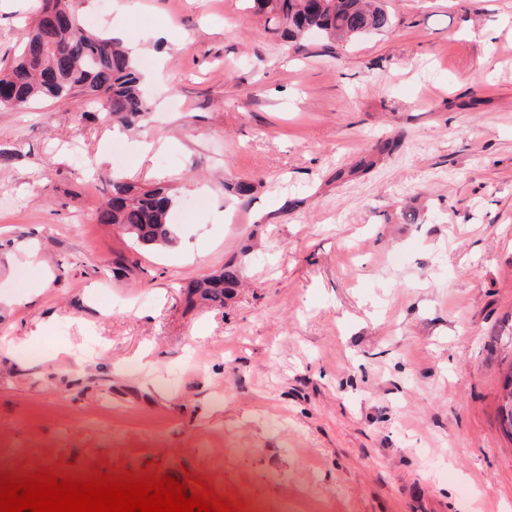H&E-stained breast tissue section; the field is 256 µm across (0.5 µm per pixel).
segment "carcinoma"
Instances as JSON below:
<instances>
[{
    "label": "carcinoma",
    "instance_id": "1",
    "mask_svg": "<svg viewBox=\"0 0 512 512\" xmlns=\"http://www.w3.org/2000/svg\"><path fill=\"white\" fill-rule=\"evenodd\" d=\"M76 0H42L38 17L23 32L17 55L0 69V108L38 101H69L92 108L105 120L133 126L144 120L149 103L142 74L130 48L92 31L78 17ZM251 9L267 15L274 35L298 39L316 32L333 50L370 32H385L392 18L381 0H250ZM110 198L97 208L99 224L125 228L139 245L173 246L177 234L169 222L177 203L172 189L157 184L142 188L120 175L109 179ZM240 284L232 262L204 274L188 286L199 302L224 306Z\"/></svg>",
    "mask_w": 512,
    "mask_h": 512
}]
</instances>
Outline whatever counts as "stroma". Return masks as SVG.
I'll use <instances>...</instances> for the list:
<instances>
[{"label": "stroma", "mask_w": 512, "mask_h": 512, "mask_svg": "<svg viewBox=\"0 0 512 512\" xmlns=\"http://www.w3.org/2000/svg\"><path fill=\"white\" fill-rule=\"evenodd\" d=\"M389 6L332 54L244 0H78L152 60L151 111L0 109V473L191 477L239 512H512V0ZM37 13L0 0V66ZM112 171L174 189L178 246L95 222ZM231 260L226 306L186 302Z\"/></svg>", "instance_id": "1"}]
</instances>
